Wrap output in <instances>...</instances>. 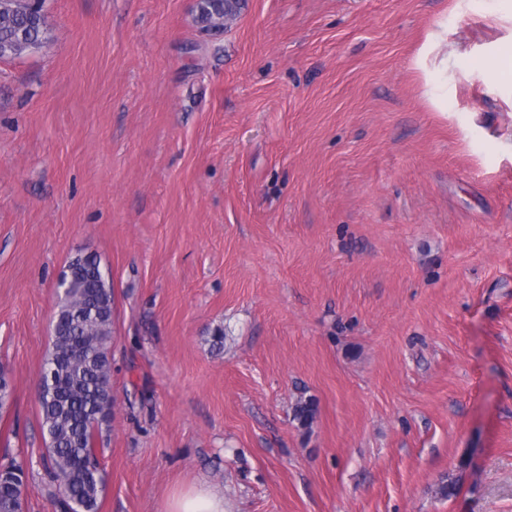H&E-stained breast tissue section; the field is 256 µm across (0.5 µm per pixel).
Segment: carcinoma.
<instances>
[{"mask_svg": "<svg viewBox=\"0 0 512 512\" xmlns=\"http://www.w3.org/2000/svg\"><path fill=\"white\" fill-rule=\"evenodd\" d=\"M240 0H201L199 21L208 34L223 32L235 19ZM48 16L28 0H0V59L16 58L40 49L48 40ZM60 308L69 319L52 336L44 367L55 368L52 383L39 394L41 428L48 438L46 464L58 483L67 512H98L104 489L96 437L109 427L116 397L112 395V285L99 286L80 267L72 269ZM317 414L313 399L300 398L293 420L308 427ZM0 512H16L20 497L11 461L0 467Z\"/></svg>", "mask_w": 512, "mask_h": 512, "instance_id": "obj_1", "label": "carcinoma"}]
</instances>
